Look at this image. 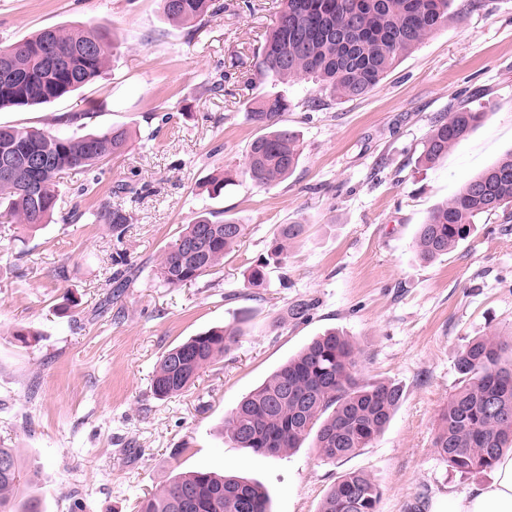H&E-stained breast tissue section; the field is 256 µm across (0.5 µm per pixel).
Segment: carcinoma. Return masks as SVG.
Listing matches in <instances>:
<instances>
[{"label":"carcinoma","instance_id":"cac0c4a2","mask_svg":"<svg viewBox=\"0 0 512 512\" xmlns=\"http://www.w3.org/2000/svg\"><path fill=\"white\" fill-rule=\"evenodd\" d=\"M452 0H281L264 34L258 70L281 83L300 77L320 82L329 97L351 101L367 96L395 64L448 23ZM165 17L200 24L224 9L219 0H162ZM53 41L70 59L59 70L43 56ZM12 52L0 67V109L50 103L91 83L110 63L112 44L98 26L45 29L0 47ZM288 100L263 94L249 108L262 130L249 144L244 175L257 187L290 177L301 156L295 131L282 124ZM485 113L466 105L438 117L422 142L420 158L434 164L483 122ZM121 126L81 135L0 125V155L20 161L9 181L0 180V208L10 224L37 230L51 221L59 199L61 175L91 170L128 147ZM40 155L38 172L21 164ZM44 183L41 195L26 191L30 180ZM512 205V151L469 179L419 225L414 245L424 261L451 252L468 239L475 221ZM120 234L130 216L109 199L93 213ZM243 225L203 213L186 225L158 259L156 277L169 287L194 281L224 264L243 235ZM305 231L303 224H281L267 255L251 267L248 284L261 287L272 268L288 262V253ZM238 318L222 328L192 336L159 357L151 379L159 400L187 391L200 372L224 357L238 342ZM355 342L339 331L313 338L243 397L224 417V436L237 448L279 455L301 447L315 434L314 449L324 460L355 455L390 424L403 399L389 382H364L357 376ZM460 385L448 399L434 447L448 467L462 475L490 470L512 448V336L492 333L467 341L458 354ZM37 474L17 449L0 446V512H44L35 491ZM383 488L370 475H341L319 512H379ZM138 512H270L262 485L212 471L182 474L144 498Z\"/></svg>","mask_w":512,"mask_h":512}]
</instances>
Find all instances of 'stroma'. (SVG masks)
<instances>
[{"label": "stroma", "mask_w": 512, "mask_h": 512, "mask_svg": "<svg viewBox=\"0 0 512 512\" xmlns=\"http://www.w3.org/2000/svg\"><path fill=\"white\" fill-rule=\"evenodd\" d=\"M200 30L167 21L160 0H0V45L55 27L107 29L116 51L102 77L40 106L0 111V124L72 133L128 128L124 155L98 178L61 181L50 224L0 233V444L38 473L45 512H136L176 474L207 470L262 483L273 512H318L339 476L370 474L379 512H430L490 473L452 472L433 445L471 338L512 334V218L481 217L471 236L431 261L414 250L436 205L512 150V0H452L447 26L402 57L366 97L313 106L319 86L262 78L256 52L280 0H224ZM278 92L300 138L294 173L267 188L212 177L242 171L260 132L253 97ZM482 124L434 164L421 143L460 104ZM122 236L92 213L116 185ZM205 212L243 224L223 266L172 288L159 256ZM281 224H303L283 270L248 287ZM137 279L112 292L117 254ZM308 301L307 320L286 315ZM248 319L235 348L181 395L156 399L166 349ZM338 329L360 350L364 378L398 384L392 422L358 454L327 462L311 443L281 456L234 447L226 413L312 338ZM29 332L19 341L17 331Z\"/></svg>", "instance_id": "stroma-1"}]
</instances>
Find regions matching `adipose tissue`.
Returning <instances> with one entry per match:
<instances>
[{
	"instance_id": "1",
	"label": "adipose tissue",
	"mask_w": 512,
	"mask_h": 512,
	"mask_svg": "<svg viewBox=\"0 0 512 512\" xmlns=\"http://www.w3.org/2000/svg\"><path fill=\"white\" fill-rule=\"evenodd\" d=\"M432 512H512V451L499 457L490 482L439 498Z\"/></svg>"
}]
</instances>
